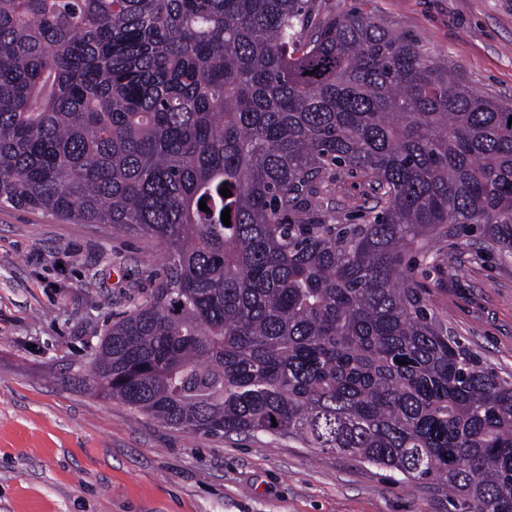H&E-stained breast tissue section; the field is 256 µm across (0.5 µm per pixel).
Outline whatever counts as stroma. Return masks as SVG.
<instances>
[{"label": "stroma", "mask_w": 512, "mask_h": 512, "mask_svg": "<svg viewBox=\"0 0 512 512\" xmlns=\"http://www.w3.org/2000/svg\"><path fill=\"white\" fill-rule=\"evenodd\" d=\"M412 39L472 90L512 102V0H321ZM327 199L374 206L362 179ZM154 241L0 208V512H470L447 487L267 436L205 437L102 398L93 363L113 321L156 286ZM426 283L452 332L512 377V260L454 248Z\"/></svg>", "instance_id": "35a3bbf8"}]
</instances>
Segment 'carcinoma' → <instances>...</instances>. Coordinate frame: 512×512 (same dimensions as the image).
<instances>
[{
	"label": "carcinoma",
	"mask_w": 512,
	"mask_h": 512,
	"mask_svg": "<svg viewBox=\"0 0 512 512\" xmlns=\"http://www.w3.org/2000/svg\"><path fill=\"white\" fill-rule=\"evenodd\" d=\"M511 117L316 0H0V207L166 252L101 341L99 394L349 454L474 512H512V381L418 274L450 241L512 258ZM344 176L376 193L364 224L323 207Z\"/></svg>",
	"instance_id": "carcinoma-1"
}]
</instances>
